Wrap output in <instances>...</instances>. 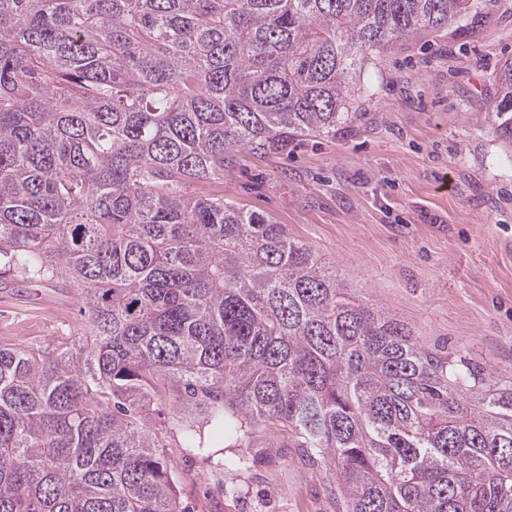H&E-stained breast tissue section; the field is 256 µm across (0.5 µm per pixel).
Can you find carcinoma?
Instances as JSON below:
<instances>
[{"label":"carcinoma","instance_id":"carcinoma-1","mask_svg":"<svg viewBox=\"0 0 512 512\" xmlns=\"http://www.w3.org/2000/svg\"><path fill=\"white\" fill-rule=\"evenodd\" d=\"M472 0H0V273L62 280L90 340L0 345V512H185L148 421L259 430L341 512H512V377L348 292L281 224L184 188L354 120L351 73ZM491 114L512 146V64Z\"/></svg>","mask_w":512,"mask_h":512}]
</instances>
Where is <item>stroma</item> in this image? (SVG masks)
Masks as SVG:
<instances>
[{
	"instance_id": "obj_1",
	"label": "stroma",
	"mask_w": 512,
	"mask_h": 512,
	"mask_svg": "<svg viewBox=\"0 0 512 512\" xmlns=\"http://www.w3.org/2000/svg\"><path fill=\"white\" fill-rule=\"evenodd\" d=\"M511 62L512 0H495L366 66L360 118L335 135L243 149L222 179L186 192L285 225L423 345L512 376V149L488 113ZM78 308L64 282L0 277V342L71 343L89 331ZM150 426L187 512H337L332 466L288 432L257 433L248 466L227 469L184 447L166 415Z\"/></svg>"
}]
</instances>
